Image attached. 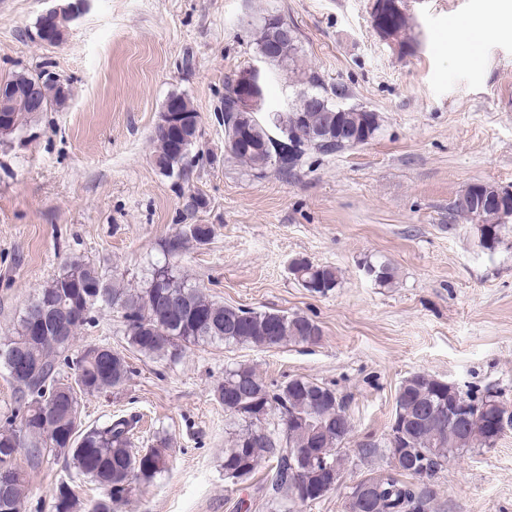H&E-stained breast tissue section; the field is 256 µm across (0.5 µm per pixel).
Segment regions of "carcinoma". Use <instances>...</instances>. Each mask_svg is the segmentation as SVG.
<instances>
[{"label":"carcinoma","instance_id":"obj_1","mask_svg":"<svg viewBox=\"0 0 512 512\" xmlns=\"http://www.w3.org/2000/svg\"><path fill=\"white\" fill-rule=\"evenodd\" d=\"M395 2L384 0L383 23L399 36L408 24ZM298 52V39L293 33L279 43L276 57L268 63L279 65L292 61ZM304 84L307 89L299 92L288 113V122L299 128L336 125V113L308 109L305 95L327 97L318 78L309 74L304 77ZM41 94L46 111L54 106L62 107L67 100L63 86L49 72L44 74ZM179 99L184 129L195 139L200 115L188 98L181 95ZM235 108L229 79L224 84L223 108L227 155L260 173L269 168L281 174L292 173L307 151H301L285 164L273 162L269 154L273 143L270 122L257 116L238 124L234 122ZM11 115L19 125L34 119L33 111L21 97L16 99ZM371 117H377V113L363 112L356 106L345 115V124L361 131V145L379 130V126L370 124ZM155 140V163L159 170L167 177L184 178L190 164L189 155L173 150L161 125L157 127ZM502 192L505 193L503 207L485 214V224H476L467 216L469 212L475 213V203H470L468 208L460 201L455 203L457 214L473 223L478 246L489 253L503 246L512 231L509 227L512 194L506 188ZM211 235L212 229L206 224H188L165 241L163 253L177 257L190 242L204 244ZM363 266L373 272L371 280L375 285L389 287L394 283L395 271L389 262L367 259ZM290 270L298 284L310 294L326 295L340 280L335 268L314 264L303 257L293 259ZM161 292L177 295L185 311L174 314L168 305L157 300ZM46 300L57 306L61 331L38 335L24 315L12 335L0 339V366L8 371L15 385L14 410L0 425V469L14 466L22 451L31 461L38 462L49 455L62 458L74 467L77 475L108 488L107 496L94 501L90 512H114L112 505L124 500L133 479L144 485L153 483L167 469V459L161 449L168 445V438L162 436L156 447L134 449L131 431L135 420L132 418H119L103 427L79 429L81 396L118 388L131 373L129 363L117 351L107 354L96 344L72 351L76 336L91 320L93 309L109 306L121 311L129 347L166 362L180 360L190 346L199 343L271 348L288 342L313 345L323 336L321 326L304 315L256 311L215 302L188 284L177 267L167 261L153 268L146 287L132 289L106 283L94 266L74 259L36 293L29 307L34 308ZM13 354L25 357L38 371L27 373L14 368ZM64 367L72 370L74 380L81 383L79 389L68 396L64 393ZM215 395L224 405V411L233 417L226 431L224 473L243 471L252 476L259 467L267 465L265 480L271 495L264 496L262 503L267 512H290L289 504L296 497L293 470L303 469L309 479L319 477L313 463L300 465L290 450L304 447L312 438L319 447L338 456L352 435L345 404L336 392L304 377L271 384L256 367L238 364L225 370L224 382L218 384ZM449 402L448 383L428 373H416L402 382L394 417L406 422L412 448L411 470L390 469L371 477L368 512H431L435 492L418 479L434 477L458 454L496 446L498 439L477 421L469 427L449 426ZM423 404L433 408L427 417L418 414ZM272 406L278 419L265 421L266 446L253 456L245 445L260 428L259 414ZM24 492L25 473L21 472L11 477L10 490H0V512H20ZM76 500L74 486L60 482L53 492L54 512H73Z\"/></svg>","mask_w":512,"mask_h":512}]
</instances>
